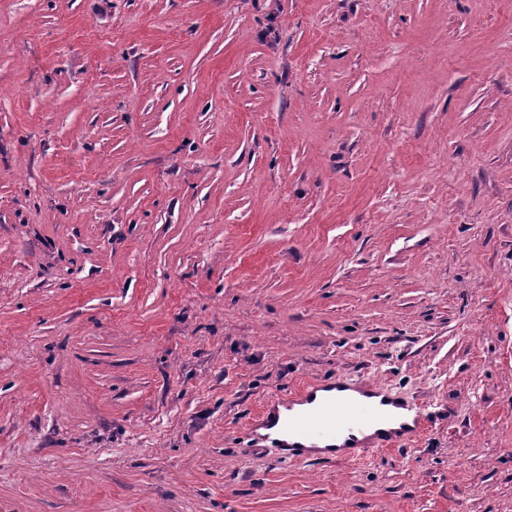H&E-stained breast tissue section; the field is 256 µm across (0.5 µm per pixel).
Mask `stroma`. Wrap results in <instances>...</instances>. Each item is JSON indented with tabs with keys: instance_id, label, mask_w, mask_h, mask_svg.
I'll return each mask as SVG.
<instances>
[{
	"instance_id": "35a3bbf8",
	"label": "stroma",
	"mask_w": 512,
	"mask_h": 512,
	"mask_svg": "<svg viewBox=\"0 0 512 512\" xmlns=\"http://www.w3.org/2000/svg\"><path fill=\"white\" fill-rule=\"evenodd\" d=\"M0 512H512V0H0ZM320 390L328 392L352 390L366 399L329 395L320 407L281 419L279 407L292 410L294 405L312 404L315 400L314 394ZM379 396H382L380 405H393L413 411L411 424L403 423L398 429H391L383 435L377 434L368 438L340 457L348 461H359L383 449H405L401 447L414 442L425 430L428 423L426 409L414 400L393 394L385 385L360 377H336V381L329 383L311 382L290 392L285 398L268 400L259 414L247 424V431L253 436H258L257 431L261 427L276 426L280 423L288 435L312 444L329 439L338 440L347 436L345 443L341 446L347 448L350 447L347 444L348 440H353L355 432H362L381 416V408L368 400Z\"/></svg>"
}]
</instances>
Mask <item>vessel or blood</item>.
Masks as SVG:
<instances>
[{"label":"vessel or blood","mask_w":512,"mask_h":512,"mask_svg":"<svg viewBox=\"0 0 512 512\" xmlns=\"http://www.w3.org/2000/svg\"><path fill=\"white\" fill-rule=\"evenodd\" d=\"M326 391L322 405H315L317 391ZM392 405L412 411L411 422L399 428L375 435L356 445L346 455L347 460L359 461L384 449L401 448L414 442L428 422L425 408L418 402L395 395L382 384L363 378H337L329 383L311 382L290 392L287 397L268 400L247 425L249 434L268 426H281L290 436L311 443L338 440L353 436L371 426L382 414L381 408ZM289 409L280 417V409Z\"/></svg>","instance_id":"1"}]
</instances>
